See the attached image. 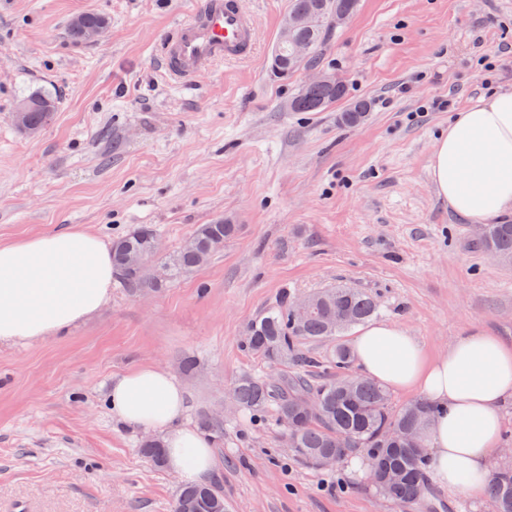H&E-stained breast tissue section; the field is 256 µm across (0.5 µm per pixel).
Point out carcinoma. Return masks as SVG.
Returning <instances> with one entry per match:
<instances>
[{
	"label": "carcinoma",
	"mask_w": 512,
	"mask_h": 512,
	"mask_svg": "<svg viewBox=\"0 0 512 512\" xmlns=\"http://www.w3.org/2000/svg\"><path fill=\"white\" fill-rule=\"evenodd\" d=\"M357 0H290L288 13L304 15L312 24L298 30L294 40L311 46L309 62L317 64L320 51L332 35L330 14L343 9L354 12ZM346 95L345 81L301 87L289 100L293 112H322ZM34 104L29 113L31 125L42 129L57 111L56 97L36 93L24 98ZM365 100L350 103L342 113L346 125L362 123L370 112ZM235 224L214 220L200 224L194 232L196 248L180 249L161 258L147 249L157 235L150 225H142L112 242V263L128 291H157L164 283L187 277L206 264L237 233ZM482 250L499 260L512 262V223L483 225L476 240ZM161 265L167 279L159 283L153 268ZM379 310L375 297L363 288L338 285L309 296V303L297 307L295 298L283 292L273 305L253 320L241 344L248 354L268 363L293 362L300 371L280 381L245 374L234 386L236 404L262 419L270 412L293 433L292 453L303 463L320 467L325 455L339 458L359 452L374 459L377 470L370 473L380 495L392 500L404 512L428 508L430 488L425 481L429 457L411 447L407 437L421 435L424 424L436 408L425 399L392 409L389 390L380 383L350 372L352 354L343 342H336L329 358L322 360L303 350L306 342L333 338L363 324ZM344 323H334L336 315ZM142 454L155 466H165L164 448L158 440L146 441ZM397 470L405 480L391 487L381 483V473ZM491 512H512V465H505L487 483ZM172 512H227L224 493L214 484L181 488Z\"/></svg>",
	"instance_id": "cac0c4a2"
}]
</instances>
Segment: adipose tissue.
I'll use <instances>...</instances> for the list:
<instances>
[{
  "mask_svg": "<svg viewBox=\"0 0 512 512\" xmlns=\"http://www.w3.org/2000/svg\"><path fill=\"white\" fill-rule=\"evenodd\" d=\"M431 181L460 218L474 224L512 213V87L480 96L449 122L431 157ZM112 250L78 228L0 243V344L38 341L96 315L111 299ZM368 378L437 405L422 431L431 475L454 494H481L501 445V407L512 397V344L475 331L430 358L402 326L374 322L351 341ZM108 403L125 424L164 436L168 467L186 484L215 468L214 450L181 425L185 391L168 371L146 364L112 382Z\"/></svg>",
  "mask_w": 512,
  "mask_h": 512,
  "instance_id": "adipose-tissue-1",
  "label": "adipose tissue"
}]
</instances>
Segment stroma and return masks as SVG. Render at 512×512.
<instances>
[{"label": "stroma", "instance_id": "obj_1", "mask_svg": "<svg viewBox=\"0 0 512 512\" xmlns=\"http://www.w3.org/2000/svg\"><path fill=\"white\" fill-rule=\"evenodd\" d=\"M201 2L0 0V242L73 227L110 242L150 224L169 254L198 225L238 227L176 283L135 295L113 285L92 319L0 345V512H171L180 479L106 403L113 378L146 363L183 386V424L221 419L211 480L228 512H401L363 458L306 467L275 416L234 406L242 375L293 371L243 351L246 326L281 290L345 282L428 356L472 328L512 342V264L475 245L430 180L455 112L512 85V0H358L318 62L346 84L323 112L288 111L305 75L271 69L289 0H240L257 25L249 60L189 90L168 81L157 45ZM87 11L108 26L74 41ZM43 91L54 118L24 134L12 114ZM357 100L368 117L343 125Z\"/></svg>", "mask_w": 512, "mask_h": 512}]
</instances>
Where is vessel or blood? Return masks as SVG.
<instances>
[{
  "mask_svg": "<svg viewBox=\"0 0 512 512\" xmlns=\"http://www.w3.org/2000/svg\"><path fill=\"white\" fill-rule=\"evenodd\" d=\"M256 42L254 21L241 12L238 0H203L162 38L158 52L165 76L189 87L215 63L250 58Z\"/></svg>",
  "mask_w": 512,
  "mask_h": 512,
  "instance_id": "vessel-or-blood-1",
  "label": "vessel or blood"
}]
</instances>
